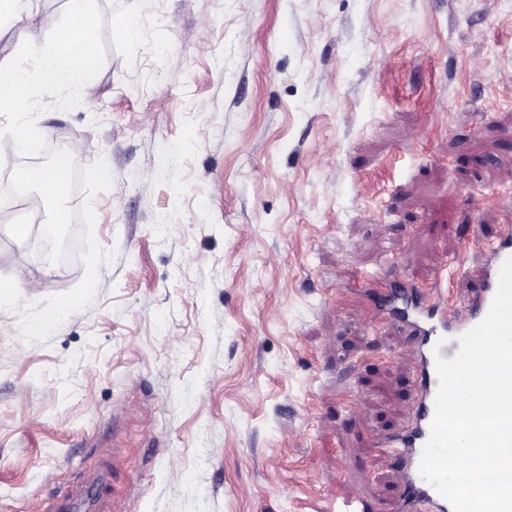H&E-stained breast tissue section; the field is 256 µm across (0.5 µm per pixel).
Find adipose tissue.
<instances>
[{
	"label": "adipose tissue",
	"instance_id": "adipose-tissue-1",
	"mask_svg": "<svg viewBox=\"0 0 512 512\" xmlns=\"http://www.w3.org/2000/svg\"><path fill=\"white\" fill-rule=\"evenodd\" d=\"M68 23L50 38L40 39L28 27L15 29L17 52L0 61V110L29 111L28 84L80 86L96 84V48L91 23L97 0H66Z\"/></svg>",
	"mask_w": 512,
	"mask_h": 512
}]
</instances>
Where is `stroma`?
Returning <instances> with one entry per match:
<instances>
[{
  "label": "stroma",
  "instance_id": "1",
  "mask_svg": "<svg viewBox=\"0 0 512 512\" xmlns=\"http://www.w3.org/2000/svg\"><path fill=\"white\" fill-rule=\"evenodd\" d=\"M97 2L93 94L35 125L105 160L111 188L68 205L110 257L26 341L25 310L82 279L85 226L54 264L39 194L0 206V512H37L105 448L111 512H387L376 445L415 354L370 326L364 283L450 269L463 297L512 224V0ZM66 22L65 0L23 17Z\"/></svg>",
  "mask_w": 512,
  "mask_h": 512
}]
</instances>
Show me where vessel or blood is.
Segmentation results:
<instances>
[{"mask_svg": "<svg viewBox=\"0 0 512 512\" xmlns=\"http://www.w3.org/2000/svg\"><path fill=\"white\" fill-rule=\"evenodd\" d=\"M488 266L480 289L462 305L449 303L443 289L423 293L395 287L374 295L371 322L393 317L401 322L415 346V395L402 430L384 437L378 444L382 455L390 457L401 474V492L393 512H453L420 472L422 451L430 436L434 401L439 389L435 360L454 358L459 337L478 324L488 313L499 283L503 262L512 257V229L487 251ZM110 472L107 461L85 469L62 496L42 499L40 512H74L83 505L86 512H106Z\"/></svg>", "mask_w": 512, "mask_h": 512, "instance_id": "vessel-or-blood-1", "label": "vessel or blood"}]
</instances>
